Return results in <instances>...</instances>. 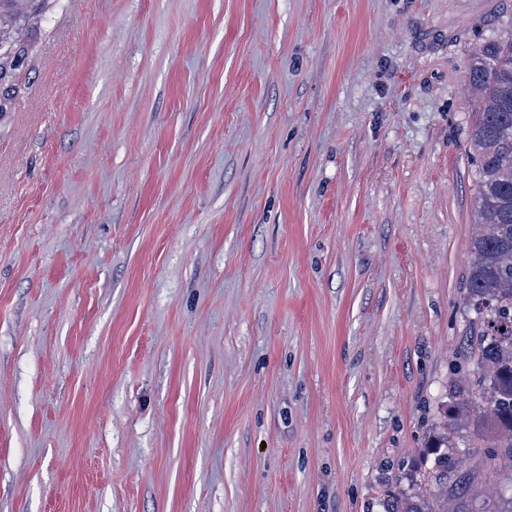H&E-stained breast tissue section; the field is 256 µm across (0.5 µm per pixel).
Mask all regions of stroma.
<instances>
[{"label": "stroma", "instance_id": "35a3bbf8", "mask_svg": "<svg viewBox=\"0 0 512 512\" xmlns=\"http://www.w3.org/2000/svg\"><path fill=\"white\" fill-rule=\"evenodd\" d=\"M512 0H55L0 121V512H384L449 399L473 52Z\"/></svg>", "mask_w": 512, "mask_h": 512}]
</instances>
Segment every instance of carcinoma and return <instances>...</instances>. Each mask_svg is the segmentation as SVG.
<instances>
[{
    "label": "carcinoma",
    "instance_id": "obj_1",
    "mask_svg": "<svg viewBox=\"0 0 512 512\" xmlns=\"http://www.w3.org/2000/svg\"><path fill=\"white\" fill-rule=\"evenodd\" d=\"M52 0H0V121L12 111L17 76L35 54L34 34ZM468 88L478 95L470 134L476 170L474 205L480 230L472 238L463 285L466 307L477 315L470 342L459 347L452 369L473 364L471 385L452 384L431 447L438 449L429 489L393 492L385 512H512V488L497 484L512 469V36L483 45L469 64ZM470 445L469 473L448 485L459 445Z\"/></svg>",
    "mask_w": 512,
    "mask_h": 512
}]
</instances>
